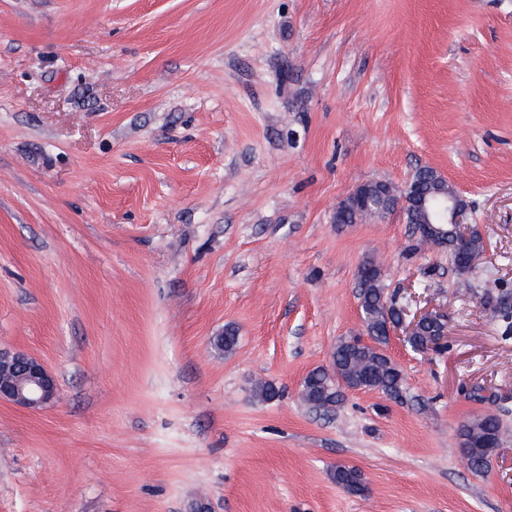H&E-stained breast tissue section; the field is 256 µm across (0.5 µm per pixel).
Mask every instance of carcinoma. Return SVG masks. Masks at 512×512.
<instances>
[{
    "mask_svg": "<svg viewBox=\"0 0 512 512\" xmlns=\"http://www.w3.org/2000/svg\"><path fill=\"white\" fill-rule=\"evenodd\" d=\"M411 191L418 195H431L436 192H453L434 171H418L413 177ZM419 242L448 251V262L460 273L471 270L463 260L466 252L485 251L483 235L477 228H472L468 239L462 243L456 241L455 235L439 237L432 233L419 234ZM360 285V305L366 333L373 339V345H360L356 338L340 341L332 355V370L316 369L309 373L302 388L304 400L314 404L317 409L330 410L342 401L336 391L338 376L347 378L352 384H363L388 396L396 395L402 390L401 370L382 350L386 343L384 336V319L381 306L385 305L387 295L382 279L377 275L358 276ZM214 347L229 353L237 345V336L227 329L224 334L213 339ZM504 444L503 430L499 418L486 413L462 425L459 432V450L465 455L474 471H482ZM332 479L349 492H361L362 474L354 467L338 468L333 471Z\"/></svg>",
    "mask_w": 512,
    "mask_h": 512,
    "instance_id": "1",
    "label": "carcinoma"
}]
</instances>
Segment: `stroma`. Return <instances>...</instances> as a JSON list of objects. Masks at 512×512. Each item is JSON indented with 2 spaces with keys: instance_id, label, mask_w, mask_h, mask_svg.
I'll list each match as a JSON object with an SVG mask.
<instances>
[{
  "instance_id": "obj_1",
  "label": "stroma",
  "mask_w": 512,
  "mask_h": 512,
  "mask_svg": "<svg viewBox=\"0 0 512 512\" xmlns=\"http://www.w3.org/2000/svg\"><path fill=\"white\" fill-rule=\"evenodd\" d=\"M424 166L487 241L471 273L401 213L335 221ZM369 260L448 348L393 337L401 397L312 412ZM506 312L512 0H0V348L59 385L0 404V512H512V439L483 475L458 452L489 409L512 435ZM383 182H376L373 184H363L357 187L348 197L344 200L351 199L356 201L365 211L376 212L378 209V195L382 193ZM343 200V201H344Z\"/></svg>"
}]
</instances>
